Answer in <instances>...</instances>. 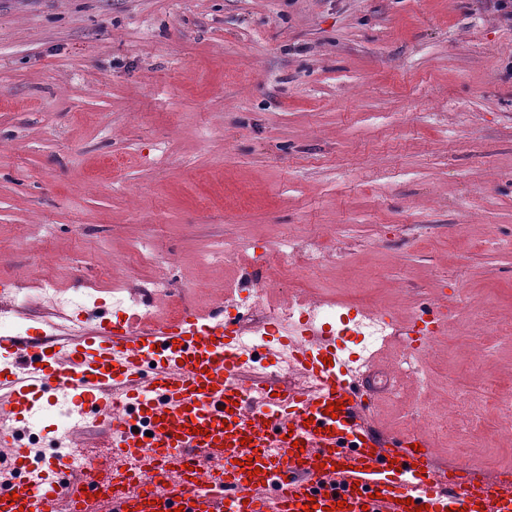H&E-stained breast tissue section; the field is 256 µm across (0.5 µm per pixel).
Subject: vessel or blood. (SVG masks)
Wrapping results in <instances>:
<instances>
[{"instance_id": "obj_1", "label": "vessel or blood", "mask_w": 512, "mask_h": 512, "mask_svg": "<svg viewBox=\"0 0 512 512\" xmlns=\"http://www.w3.org/2000/svg\"><path fill=\"white\" fill-rule=\"evenodd\" d=\"M335 344L321 329L291 346L313 381L301 391L246 367L218 310L121 318L72 341L1 331L17 373L0 379V512H512V473L441 470L424 434L375 428L369 369L326 366ZM38 389L74 405L66 439L103 429L101 469L68 478L63 458L29 463L18 423Z\"/></svg>"}]
</instances>
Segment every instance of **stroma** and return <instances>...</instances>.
Here are the masks:
<instances>
[{
    "label": "stroma",
    "mask_w": 512,
    "mask_h": 512,
    "mask_svg": "<svg viewBox=\"0 0 512 512\" xmlns=\"http://www.w3.org/2000/svg\"><path fill=\"white\" fill-rule=\"evenodd\" d=\"M512 26L478 0H0V282L84 292L113 263L152 299L269 283L404 328L377 347V426L417 408L438 467L512 469ZM363 242L289 274L287 240ZM482 424L467 427L460 406ZM39 454L75 458L56 405Z\"/></svg>",
    "instance_id": "35a3bbf8"
}]
</instances>
